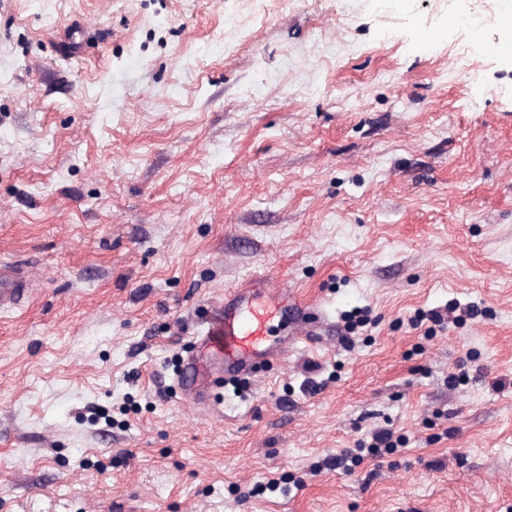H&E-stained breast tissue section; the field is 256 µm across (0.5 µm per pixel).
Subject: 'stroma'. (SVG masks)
<instances>
[{
  "mask_svg": "<svg viewBox=\"0 0 512 512\" xmlns=\"http://www.w3.org/2000/svg\"><path fill=\"white\" fill-rule=\"evenodd\" d=\"M507 5L0 0V512H512ZM259 273L318 334L197 409ZM32 281L23 280L12 262L0 261V308L15 307L31 292Z\"/></svg>",
  "mask_w": 512,
  "mask_h": 512,
  "instance_id": "obj_1",
  "label": "stroma"
}]
</instances>
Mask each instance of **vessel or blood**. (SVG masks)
<instances>
[{
    "instance_id": "vessel-or-blood-1",
    "label": "vessel or blood",
    "mask_w": 512,
    "mask_h": 512,
    "mask_svg": "<svg viewBox=\"0 0 512 512\" xmlns=\"http://www.w3.org/2000/svg\"><path fill=\"white\" fill-rule=\"evenodd\" d=\"M31 294L13 263L0 261V308H9ZM294 310L315 327L320 315L313 305L298 300L288 288L273 279L259 277L225 291L202 319L195 355L189 357L177 379L184 398L204 404L218 379L250 373L262 364L282 363L288 357L290 340L272 341L269 324L287 310Z\"/></svg>"
}]
</instances>
